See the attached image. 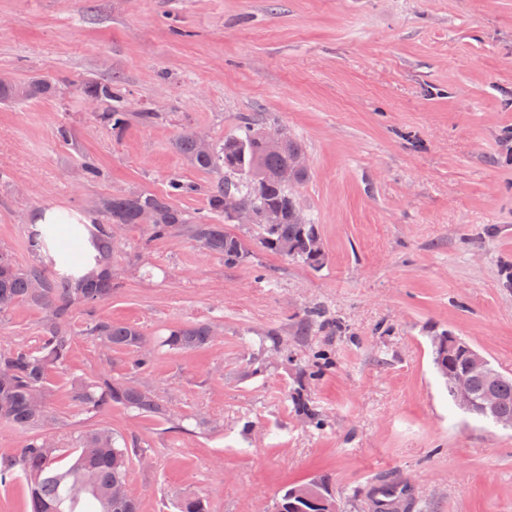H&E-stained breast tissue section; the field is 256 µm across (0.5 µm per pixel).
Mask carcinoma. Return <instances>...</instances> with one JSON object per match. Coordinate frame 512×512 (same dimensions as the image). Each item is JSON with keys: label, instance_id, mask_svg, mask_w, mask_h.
I'll list each match as a JSON object with an SVG mask.
<instances>
[{"label": "carcinoma", "instance_id": "1", "mask_svg": "<svg viewBox=\"0 0 512 512\" xmlns=\"http://www.w3.org/2000/svg\"><path fill=\"white\" fill-rule=\"evenodd\" d=\"M77 91L91 107L94 120L118 133L133 120L146 126L159 119L158 113L148 109L129 111L118 84L110 80L86 79ZM53 92L55 83L44 76L22 85L0 83L1 101L36 100ZM175 147L195 168L214 175V180L202 189L190 181L172 178L162 194L118 192L99 199L95 208L102 220L98 223L94 271L76 278L47 265L21 267L8 249L0 248V314L21 303L42 312L44 338L38 350H0V422L41 430V435L27 440L16 456L0 460V485L6 487L18 476L25 480L27 512H139V504L128 488L129 449L120 444V436L110 427L83 434L79 445L72 449L69 465L60 467L64 450L53 439L56 421L50 412L55 393L50 375L63 368L72 353V307L112 298L117 238L114 227L139 224L149 242L184 237L223 257L224 264L237 266L248 258L250 248L248 242L224 228L232 223L224 214V196L232 194L260 212H277V223L254 225L252 241L262 250L301 261L314 270L324 265V254L314 249V242L321 241L318 225L296 219L300 205L291 187L305 182L309 173L291 171L293 157L304 153L295 138L285 136L282 149L270 152L265 149L261 130L248 119L240 133L211 142L206 151L200 148L193 129L183 131ZM200 190L206 196L205 210L187 213L174 205L175 200ZM145 212L152 215V223H142ZM85 331L103 347L134 351L135 365L140 368L149 366L153 359L155 342L132 325L92 320ZM217 335L218 329L209 323L173 327L160 346L195 351L209 346ZM432 347L434 364L443 377L469 370L473 403L467 413L482 417L484 398L491 390L497 411L512 420V377L502 373L491 377L482 368L470 367L465 356L451 357L443 345L435 342ZM70 391L86 411L95 414L121 407L146 418L168 417L167 409L150 390L109 375L73 377ZM280 503L286 512H329L319 502L309 504L297 499L291 487ZM178 509L210 512V504L203 497H194L181 502Z\"/></svg>", "mask_w": 512, "mask_h": 512}]
</instances>
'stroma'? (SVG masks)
Masks as SVG:
<instances>
[{"instance_id": "obj_1", "label": "stroma", "mask_w": 512, "mask_h": 512, "mask_svg": "<svg viewBox=\"0 0 512 512\" xmlns=\"http://www.w3.org/2000/svg\"><path fill=\"white\" fill-rule=\"evenodd\" d=\"M34 75L55 95L0 101V246L20 265L39 261L35 212H90L173 176L207 185L175 139L191 127L220 141L248 118L302 143L309 178L292 191L326 257L314 270L257 248L229 267L123 227L112 297L74 307V351L52 377L59 447L113 428L140 512L196 495L211 512H271L317 475L342 512H377L384 483L409 486L401 512H512V429L454 405L430 341L448 331L512 376V0H0V77ZM89 78L118 80L130 111L160 120L113 135L77 95ZM85 154L101 180H85ZM314 305L339 332L302 334ZM92 318L221 335L139 369L85 334ZM42 340L37 308L0 314V348ZM104 373L169 417L86 413L69 380ZM297 392L323 427L298 415Z\"/></svg>"}]
</instances>
